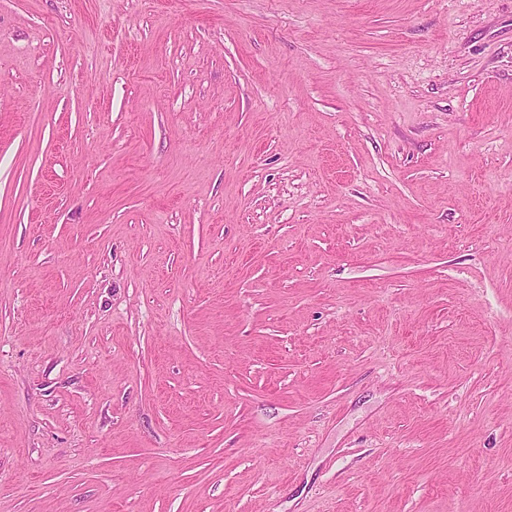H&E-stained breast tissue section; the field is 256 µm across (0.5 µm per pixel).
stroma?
<instances>
[{
    "instance_id": "1",
    "label": "stroma",
    "mask_w": 512,
    "mask_h": 512,
    "mask_svg": "<svg viewBox=\"0 0 512 512\" xmlns=\"http://www.w3.org/2000/svg\"><path fill=\"white\" fill-rule=\"evenodd\" d=\"M0 512H512V0H0Z\"/></svg>"
}]
</instances>
